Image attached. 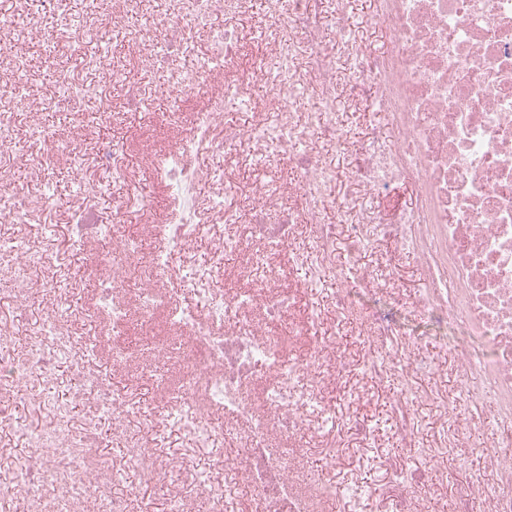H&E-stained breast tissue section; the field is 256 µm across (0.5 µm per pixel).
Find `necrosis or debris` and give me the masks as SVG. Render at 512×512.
<instances>
[{
  "mask_svg": "<svg viewBox=\"0 0 512 512\" xmlns=\"http://www.w3.org/2000/svg\"><path fill=\"white\" fill-rule=\"evenodd\" d=\"M268 9L273 19L268 38L277 59L271 107L260 113L257 129L226 130L224 149L232 151L256 137L271 142L275 159L297 168L301 180L295 212L275 214L268 188L252 194V245L284 247L295 225L307 221L317 229L320 265H331L336 227L322 223L321 214L332 173L315 143L328 138L337 148L345 147L336 121L341 91L353 98L376 91V105L393 127L394 146L386 152L357 149L351 178L377 195L400 180L416 186V203L399 221L409 227L425 276L454 284L446 293L436 286L429 289L420 307L436 325L459 329L453 348L462 378L486 377L498 394L503 422L511 424L512 0H377L370 21L388 30L391 50L368 55L344 42L345 55L355 61L345 87L335 60L321 48V0H268ZM209 39L212 55L192 78L172 79V91L204 87L215 72L235 66V32L213 33ZM308 94L322 102L323 111L318 119L296 123L292 108ZM195 144H183L164 162L179 199L169 226L174 250L204 231L195 221V187L201 177L194 164ZM107 236L125 258H136L137 234L120 224L97 223L90 207L78 208L66 229L73 247ZM55 261L50 246L39 240L21 248L0 244V286L25 295L35 283L36 269ZM246 274L251 288L224 297L211 293L206 271L190 268L183 276L195 290L197 305L172 315L173 324L186 330L182 362L189 370L175 398L174 423L197 448L219 430L238 442L242 454L228 469L252 487L258 512H311L270 441L277 436L298 443L309 427L307 411L313 403L304 386L318 374L312 362L284 359L279 330L289 315V292L270 289L257 268H247ZM128 304L115 281L104 279L95 309L111 318L117 362L135 342L127 329ZM228 315L238 323L226 329L222 323ZM97 356V342L70 336L56 312L44 317L22 344L13 328L0 324V418H11L21 401L39 419L13 428L26 453L0 463V512L16 500L25 512H127L126 496L114 494L112 487L118 473L130 468L143 484L163 480L179 489L170 512H183V496L193 494L207 496L211 512H225L219 485L195 473L163 469L143 448L132 399L111 386L95 363ZM62 362L80 373L74 400L89 402L93 409L79 424L68 403L47 390ZM261 379L266 386L257 411L243 393ZM200 392L208 403L223 407V428L198 408ZM103 422L111 425L112 440L123 450L120 463H110L99 446L97 426ZM487 461L499 474L489 512H512V451L489 450Z\"/></svg>",
  "mask_w": 512,
  "mask_h": 512,
  "instance_id": "4bbe7bcc",
  "label": "necrosis or debris"
}]
</instances>
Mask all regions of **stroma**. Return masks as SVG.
Wrapping results in <instances>:
<instances>
[{
	"instance_id": "stroma-1",
	"label": "stroma",
	"mask_w": 512,
	"mask_h": 512,
	"mask_svg": "<svg viewBox=\"0 0 512 512\" xmlns=\"http://www.w3.org/2000/svg\"><path fill=\"white\" fill-rule=\"evenodd\" d=\"M98 2L102 26L96 48L100 62L87 68L79 58L62 52L53 57L46 53L54 29L85 15V0H36L23 20L15 18L11 0H0V24L16 26L20 37L13 50L25 60L24 72L0 69V88L19 86L27 95V106L21 110L10 100L0 101V110L16 114L15 143L0 154L8 162V175L18 192L44 193L52 199L40 222H4L0 237L8 243L24 244L37 234L48 233L70 269L69 277L62 279L54 266L41 268L36 273L37 286L21 298L1 297L0 311L21 333L33 329L45 313L55 310L67 316L76 335L96 338L99 364L115 385L128 388L150 450L167 468L206 467L213 480L222 484L227 478L222 462L229 457L228 448L218 444L189 450L187 441L168 426L172 397L183 387L180 356L185 339L166 318L169 312L193 302L191 287L181 280L185 267L207 265L211 288L224 294L249 287L243 274L247 258L240 252H219L218 239L205 233L184 249L171 251L167 225L178 207V198L160 164L162 155L195 137L202 113L220 101L222 83L217 80L175 97L160 94L161 85L172 76L196 69L199 53L164 54L155 43L154 33L130 35L128 20L114 12L112 0ZM374 9L375 0H349L352 39L364 50L380 55L389 51L390 38L384 27L369 25ZM239 24L243 36L240 66L249 70L268 60L273 50L265 37L269 25L266 0H247ZM64 65L74 68L86 82L99 85L103 99L110 102L109 109H102L101 99L96 98L85 99L77 112L46 108V101L60 94L48 75ZM270 88L269 80L252 79L245 92L253 101V109L225 112L222 127L214 131L215 139L223 140L228 129L250 128L256 120V108L267 103ZM134 93L142 104L131 110L127 101ZM336 117L349 147L339 151L327 141L318 145L326 162L336 169L324 219L335 221L337 204L355 206L358 218L369 224L370 236L354 251L346 237H339L335 271L330 275L310 273L308 264L298 261L299 256H310L314 247L306 224L288 248L268 251L265 257L273 282L297 292L290 324L307 330L289 344L286 358L303 361L320 346L331 349L321 367L318 386L322 417L312 422L299 447L280 440L273 446L281 452L296 488L302 492L307 491L314 473L338 485L360 483L369 473L378 483L390 466L405 465L427 474L426 483L413 493L411 512H456L464 496L469 499V512H488V493L494 489L496 477L487 469L483 451L505 436L498 423V399L485 390L474 393L471 384L462 380L456 372L453 331L437 328L418 307L429 282L416 251L404 236L393 235L389 229L398 214L414 203V186L403 183L390 194L369 198L349 178L352 149L391 148L392 132L384 114L377 111L373 100L344 98L336 105ZM111 148L116 151L115 163L123 164L127 171L123 178H114L113 163L101 160ZM197 163L205 173L198 185V219L203 224H219L212 208L215 197L241 207L255 185L286 184L296 177L293 168L271 162L255 142L245 144L234 156L215 148L201 150ZM89 182L96 184L98 191L87 199L83 187ZM135 190L147 199L145 211L128 212L122 207ZM83 201L95 209L100 223L138 225L142 249L137 263L114 253L108 241L89 243L79 251L67 248L63 233L72 210ZM219 226L221 237L242 239L248 234L249 219L243 216L237 223ZM158 252L170 255L168 272L161 278L150 264L151 256ZM360 269L368 273L363 287L355 292L363 313L354 318L340 316L333 306L334 298L344 286V276H355ZM105 277L118 279L126 288L149 284L161 289L163 296L154 330L157 349L136 348L120 366L110 359L112 328L94 311V297ZM377 308L393 310L403 330L404 353L421 362L420 368L408 372L420 396L412 409V431L407 439L376 428L379 417L391 412L400 387L399 378L382 379L369 369L373 350L367 342L365 315ZM158 371L166 376V388L155 382ZM324 448L335 456L333 467L320 463ZM475 473L484 478V492L469 488Z\"/></svg>"
}]
</instances>
